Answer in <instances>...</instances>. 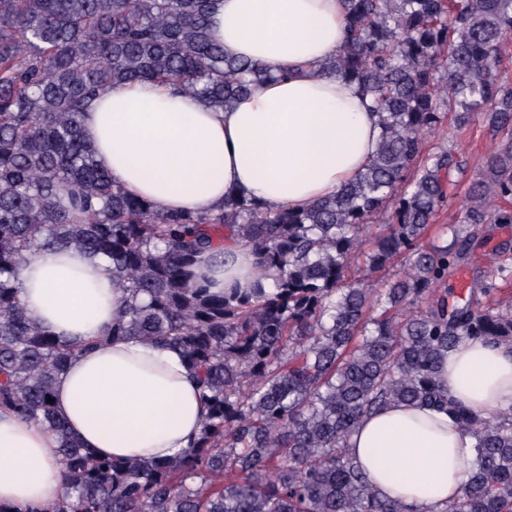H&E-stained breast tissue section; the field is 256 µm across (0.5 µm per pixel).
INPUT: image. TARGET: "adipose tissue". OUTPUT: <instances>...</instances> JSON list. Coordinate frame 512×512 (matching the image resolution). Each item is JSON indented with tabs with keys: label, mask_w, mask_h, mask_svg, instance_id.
Listing matches in <instances>:
<instances>
[{
	"label": "adipose tissue",
	"mask_w": 512,
	"mask_h": 512,
	"mask_svg": "<svg viewBox=\"0 0 512 512\" xmlns=\"http://www.w3.org/2000/svg\"><path fill=\"white\" fill-rule=\"evenodd\" d=\"M345 15V0H217L212 30L225 54L288 71V79L223 110L153 82L103 91L83 121L98 164L165 211L198 212L239 197L300 210L336 194L369 164L382 134L356 85L321 69L344 39ZM195 273L214 291H245L258 276L256 254L232 242ZM17 279L42 327L68 342H98L54 386L56 412L82 447L159 461L190 448L206 411L180 353L137 337L100 340L125 301L106 261L44 249ZM439 379L475 415L491 416L512 405V350L464 342ZM473 444L447 411L404 403L365 417L350 437L369 481L413 512H435L460 491ZM56 446L43 426L0 411V503L29 512L61 497Z\"/></svg>",
	"instance_id": "ef3b65f1"
}]
</instances>
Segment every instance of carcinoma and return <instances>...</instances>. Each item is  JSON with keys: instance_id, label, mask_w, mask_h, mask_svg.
I'll use <instances>...</instances> for the list:
<instances>
[{"instance_id": "1", "label": "carcinoma", "mask_w": 512, "mask_h": 512, "mask_svg": "<svg viewBox=\"0 0 512 512\" xmlns=\"http://www.w3.org/2000/svg\"><path fill=\"white\" fill-rule=\"evenodd\" d=\"M216 0H0V409L57 438L65 491L31 512H408L375 489L350 452L362 418L389 403L452 414L474 439L470 477L439 512H512V405L482 418L439 382L461 342L512 348V304L448 302L438 288L479 242L512 224V83L499 76L512 0H346V35L322 66L354 82L381 116L377 152L333 196L292 211L240 198L197 213L158 211L100 167L82 133L99 90L172 85L226 108L286 78L224 55ZM474 112L502 133L487 175L448 239L423 243L467 159L420 136ZM386 213L367 255V288L347 275L360 226ZM251 245L248 293L211 291L192 269L228 241ZM108 260L126 302L102 340L138 336L184 356L206 404L199 439L171 461L97 458L57 415L56 379L90 344L37 326L18 267L36 251ZM512 281V246L496 249L477 293ZM424 303L422 310L414 306Z\"/></svg>"}]
</instances>
